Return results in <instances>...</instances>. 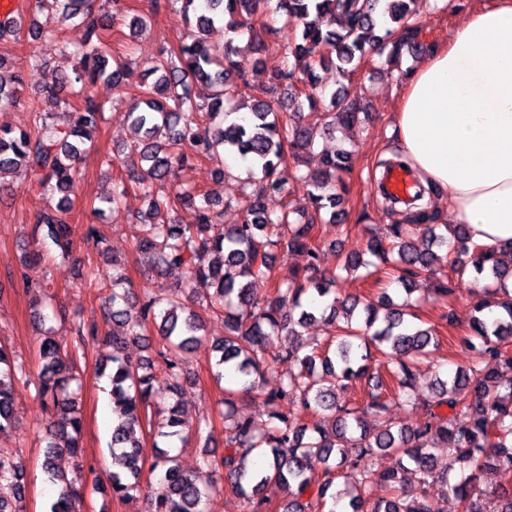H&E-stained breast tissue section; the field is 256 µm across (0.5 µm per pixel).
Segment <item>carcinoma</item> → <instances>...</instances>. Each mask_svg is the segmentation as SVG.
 Masks as SVG:
<instances>
[{
    "instance_id": "cac0c4a2",
    "label": "carcinoma",
    "mask_w": 512,
    "mask_h": 512,
    "mask_svg": "<svg viewBox=\"0 0 512 512\" xmlns=\"http://www.w3.org/2000/svg\"><path fill=\"white\" fill-rule=\"evenodd\" d=\"M169 2L181 4L194 33L144 70L128 112L143 162L131 181L148 199V211L137 218V252L154 279L135 301L125 287L126 277L109 281L98 270L89 273L88 286L100 291L103 308L122 333L101 337L96 321H80L78 341L70 351L45 326L42 289L26 285L40 331L41 370L34 388L51 418L42 460L57 491L51 512H79L83 499L80 467L71 475L59 466L58 457L77 458L80 452L83 421L77 390L71 388L78 381L73 352L100 338L112 346V355L95 364V373L107 377L111 386L116 421L109 452L120 467L108 480L113 496L127 498L138 490L145 465L160 471L148 512H210L222 491L217 474L241 496L246 512H266L265 491L273 485L288 494L283 512H306V497L329 498L336 507L344 499L333 491L339 472L352 492L344 512H435L426 491L411 500L402 495L409 474L422 486L443 483L461 512H512V254L505 260L495 248L471 241L463 224L450 228L432 223L422 187L413 204V223L391 224L384 237H371L364 251L342 258L340 270L351 275L373 265L364 255L374 257L407 295L419 289L423 276L434 278L431 292L443 300L465 279L475 287H492L491 299L474 307L463 338L473 352L471 364L437 379L433 394L421 399L416 383L439 339L432 328L411 321L410 299L398 303L388 293L375 301L352 294L342 298L336 294L337 275L319 271L315 227L342 222L337 207L343 203L342 174L350 152L326 153L315 170L300 173L301 158L318 136L338 123L352 126L362 114L357 100L344 91L327 93L317 69H333L345 78L375 56L392 64L405 52L425 53L428 45L412 23L410 5L416 0H277L275 12L285 26L297 30L291 54L302 77H295L293 68L268 65V44L258 33L250 45L256 61L269 67L267 93L285 86L284 101L253 96L229 110L224 102L239 95L232 83L239 75L234 59L239 48L230 41L216 46L208 35L220 22L229 31L253 27L267 0ZM30 8L58 11L64 21L85 27L88 37L103 42L108 17L96 10L95 0H34ZM24 28L35 39L58 38V33L38 28L35 19L25 22L18 14L0 17V40ZM72 53L81 61L74 76L42 88L53 111L32 109L23 125L0 126V189L8 174L25 170L30 193L42 199L60 195L56 204L36 210L24 249L26 263L44 260L49 243L63 260L77 249L70 229L76 164L94 147L93 134L105 112L92 87L132 77L121 58L106 59L98 46H76ZM40 67L34 57L27 72L13 71L0 56L1 110L19 105L18 87ZM244 108L246 117L231 119ZM287 146L297 163L291 169ZM222 151L250 162L243 178L216 170L229 185L225 199L196 189L187 179L199 161ZM291 179L309 186L313 213L298 217L286 203ZM241 199L248 202L241 221L222 223L224 208ZM180 209L189 212L190 223L162 219ZM86 243L98 254H108L106 236L95 224L88 226ZM281 249L307 255L303 272L275 277L274 252ZM173 267L185 269L184 282L168 294L151 292L164 288L159 278ZM446 267L454 278L444 274ZM256 279L270 281L272 292L254 295ZM198 299L224 318V337L213 344L215 378L230 373L233 387L224 389L222 400L224 453L207 455L197 470L185 471L159 441L182 434L185 409L177 396L183 366L204 332L202 316L186 303ZM492 308L496 312L490 317L485 310ZM318 317L336 329L332 352L320 353L303 338L302 329ZM150 324L163 339L168 402L158 396L150 363L134 361L126 353L127 344L141 339ZM271 336L284 338L275 353L267 347ZM373 349L395 383L389 400L378 393L382 379L368 375ZM280 361L297 370L268 389L265 370ZM365 377L372 382L371 392L358 404L349 394ZM19 380L30 381L25 364L0 344V430L15 423L14 385ZM240 393L274 406L264 426L240 414ZM399 403L422 404L428 419L409 428L383 418ZM301 411L311 416L310 422L300 423ZM144 426L154 435L150 463L137 437ZM437 441L447 449L444 460L433 452ZM385 452L398 454L396 468L379 471L367 464ZM489 468L500 474L501 482L488 493L480 492L475 483ZM454 472L460 478L452 483ZM2 481L12 485L13 495L10 500L0 497V512H22L24 465L17 454L0 449ZM375 485L386 496L372 501L366 493Z\"/></svg>"
}]
</instances>
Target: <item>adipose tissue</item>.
Instances as JSON below:
<instances>
[{"label": "adipose tissue", "mask_w": 512, "mask_h": 512, "mask_svg": "<svg viewBox=\"0 0 512 512\" xmlns=\"http://www.w3.org/2000/svg\"><path fill=\"white\" fill-rule=\"evenodd\" d=\"M387 135L475 243L512 250V0H486L409 71Z\"/></svg>", "instance_id": "adipose-tissue-1"}]
</instances>
